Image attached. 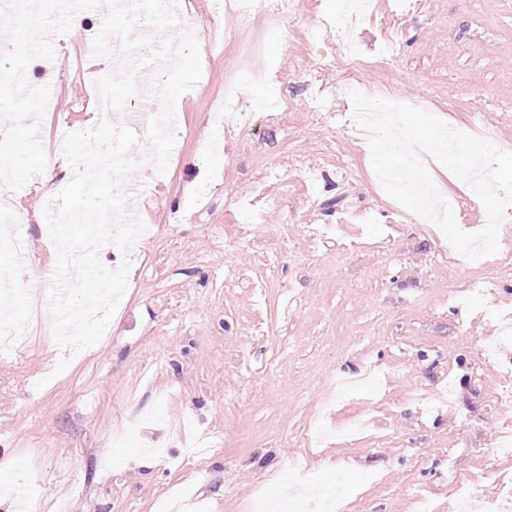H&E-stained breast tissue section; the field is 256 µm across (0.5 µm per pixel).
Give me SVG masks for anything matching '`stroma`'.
I'll return each instance as SVG.
<instances>
[{"mask_svg":"<svg viewBox=\"0 0 512 512\" xmlns=\"http://www.w3.org/2000/svg\"><path fill=\"white\" fill-rule=\"evenodd\" d=\"M215 0H177L186 31L219 43L177 114L181 131L154 196L129 212L152 225L106 333L49 377L54 336L0 344V476L39 475L41 512H157L193 485L206 512H251L258 490L289 504L320 491L350 512H456L491 473L512 478V334L483 317L512 311V209L492 265L448 259V240L400 219L372 181L364 144L345 134L354 84L374 97L425 102L472 133L474 102L487 135L512 152V0H414L394 18L395 53L379 56L392 0H376L351 36L360 55L313 37L337 0H264L225 34ZM26 73L50 89L38 138L56 123L86 127L89 81L108 58ZM247 66L285 84L284 109L255 112L243 135L214 123L232 72ZM427 170L462 231L482 223L471 182ZM32 177L16 204L33 257L16 271L0 245V319L24 324L31 296L55 286L45 238L49 200Z\"/></svg>","mask_w":512,"mask_h":512,"instance_id":"1","label":"stroma"}]
</instances>
